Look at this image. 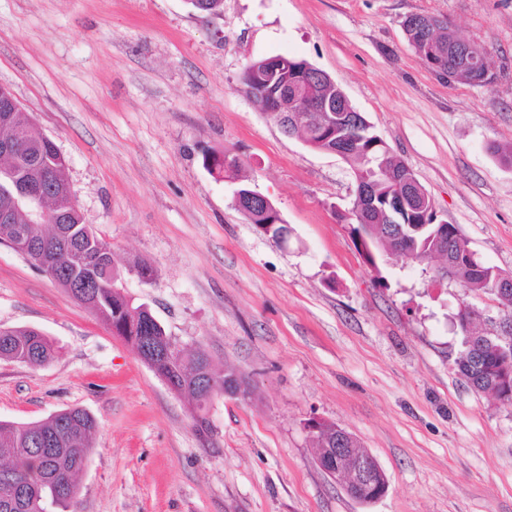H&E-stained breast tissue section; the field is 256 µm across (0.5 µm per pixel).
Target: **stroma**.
Instances as JSON below:
<instances>
[{
  "label": "stroma",
  "instance_id": "stroma-1",
  "mask_svg": "<svg viewBox=\"0 0 512 512\" xmlns=\"http://www.w3.org/2000/svg\"><path fill=\"white\" fill-rule=\"evenodd\" d=\"M446 18L490 55L492 84L451 83L410 46L408 15ZM286 55L331 75L485 265L512 272V0H0V84L66 161L84 221L109 242L126 293L170 336L231 366L250 396H216L208 439L94 313L0 245V329L55 345L41 367L0 360V419L78 407L97 423L79 512H512V407L455 361L464 304L494 334L503 310L440 280L435 261L369 265L337 156L285 136L240 90L246 66ZM238 158L291 228L249 224ZM149 262L143 282L131 268ZM336 423L383 468L363 505L317 465L306 423Z\"/></svg>",
  "mask_w": 512,
  "mask_h": 512
}]
</instances>
